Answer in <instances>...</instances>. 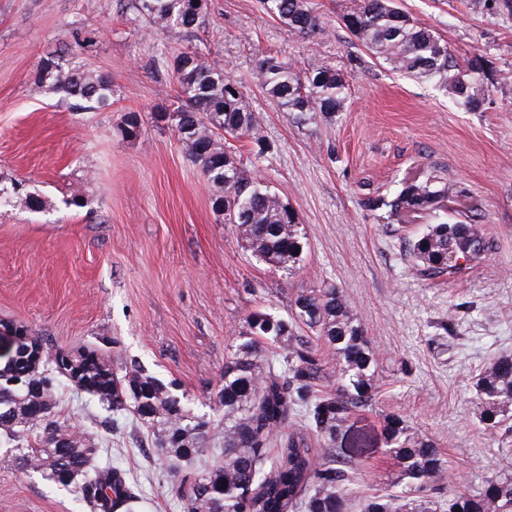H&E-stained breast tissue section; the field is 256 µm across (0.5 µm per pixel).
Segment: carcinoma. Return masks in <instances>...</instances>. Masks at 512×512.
Instances as JSON below:
<instances>
[{
	"instance_id": "obj_1",
	"label": "carcinoma",
	"mask_w": 512,
	"mask_h": 512,
	"mask_svg": "<svg viewBox=\"0 0 512 512\" xmlns=\"http://www.w3.org/2000/svg\"><path fill=\"white\" fill-rule=\"evenodd\" d=\"M198 0H131L139 16L164 35L189 34L201 27L207 11ZM264 11L289 30L304 36L324 31L311 0H261ZM348 32L393 70L418 81H435L469 108L488 92L490 62L480 54L461 64L448 44L431 28L412 20L396 0H353L342 15ZM193 65L180 66L184 52L167 53L162 63L178 87L177 100L165 105L163 121L184 144L188 160L216 189L212 203L235 225L237 235L257 261L291 273L302 261L306 232L298 213L277 193L252 177L241 161L237 143L247 140L261 155L266 143L255 112L245 104L237 82L212 66L201 49L192 50ZM255 76L282 111L299 121L320 114L333 119L345 111L348 83L330 66L301 72L277 55L257 62ZM33 84L40 93L75 101V107L102 108L112 96V78L80 68H63L46 60ZM457 194L447 177H406L389 197L369 198L372 211L410 221L425 216L433 223L407 239L412 270L433 279L462 271L492 249L480 224L479 209L465 220L450 214L447 202ZM303 323L314 337L298 336ZM285 355H277V350ZM95 350L58 348L32 363L19 353L15 365L0 369V437L15 441L19 428L34 436L21 455L26 468L48 482L73 487L93 512H139L141 496L123 471L97 466L101 452L91 437L76 434L54 419L53 406L62 380L75 372L90 387L91 397L117 417L133 409L137 420L164 451L173 470L203 457L210 421L191 412L176 384L166 383L137 361L112 367ZM330 355L336 382L323 385ZM378 352L370 344L344 289L334 285L295 294L292 317L265 309L245 317V330L224 362V384L218 399L224 411L222 459L181 480L184 512H349L355 471L337 466L332 443L350 415L373 406L377 395ZM479 422L497 428L512 420V355L502 354L476 376ZM388 452L401 494H372L360 499L359 512H437L427 494L431 484L447 477V464L435 442L401 416H385ZM323 442L320 458L311 438ZM512 512V476H493L475 493H456L448 512Z\"/></svg>"
}]
</instances>
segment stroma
<instances>
[{"label":"stroma","mask_w":512,"mask_h":512,"mask_svg":"<svg viewBox=\"0 0 512 512\" xmlns=\"http://www.w3.org/2000/svg\"><path fill=\"white\" fill-rule=\"evenodd\" d=\"M324 31L303 37L259 0H208L205 25L172 39L130 0H0V185L23 182L32 210L0 200V320L27 326L49 348L93 345L113 362L134 358L176 382L192 412L212 421L211 457L224 426L218 402L224 359L247 314L286 318L302 289L346 290L379 353L372 408L355 411L336 446L364 493L395 492L383 418L396 413L436 441L449 480L432 497L476 492L512 476V426L477 418L478 371L512 354V17L470 0H397L447 41L457 59L492 63L490 91L467 108L433 82L376 60L341 22L352 0H313ZM195 46L237 81L267 144H239L247 170L288 200L307 233L292 274L257 262L213 190L155 114L177 86L162 52ZM279 54L307 72L323 65L350 81L335 120L296 122L255 78ZM109 74L111 104L78 110L32 89L45 60ZM140 132H122L128 112ZM437 169L465 204L481 205L492 250L462 273L426 279L404 242L364 202ZM55 414L94 437L125 471L143 512H182L179 479L133 415L106 424L97 401L62 385ZM0 445V512H87L73 488L50 485Z\"/></svg>","instance_id":"stroma-1"}]
</instances>
